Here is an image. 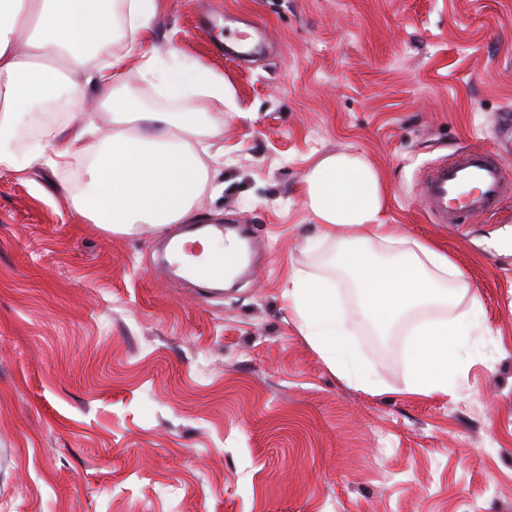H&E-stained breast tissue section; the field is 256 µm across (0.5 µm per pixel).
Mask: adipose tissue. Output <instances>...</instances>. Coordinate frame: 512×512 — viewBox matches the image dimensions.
I'll return each instance as SVG.
<instances>
[{"label": "adipose tissue", "instance_id": "adipose-tissue-1", "mask_svg": "<svg viewBox=\"0 0 512 512\" xmlns=\"http://www.w3.org/2000/svg\"><path fill=\"white\" fill-rule=\"evenodd\" d=\"M158 10V0H0V167L21 174L35 164L56 170L82 162L85 189L70 206L115 234H162L198 220L208 169L197 146L210 126L194 102L235 106L231 89L210 70L187 61L165 66L138 50ZM125 72L157 84L181 111L145 106L126 91ZM64 95L87 123L46 127L18 151L15 132ZM103 112L112 115L111 129L95 120ZM386 194L380 171L363 154L333 153L314 162L302 203L320 240L334 243L331 263L361 303L348 317L336 304L334 285L301 269L283 291L301 335L328 369L366 391L374 384L351 345L356 321L383 331L405 309L452 304L456 291L467 288L448 255L384 223ZM461 336L445 320H426L412 330L407 394L447 393Z\"/></svg>", "mask_w": 512, "mask_h": 512}]
</instances>
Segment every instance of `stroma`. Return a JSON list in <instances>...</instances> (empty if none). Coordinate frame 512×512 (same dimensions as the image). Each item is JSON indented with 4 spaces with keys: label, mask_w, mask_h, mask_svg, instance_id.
Listing matches in <instances>:
<instances>
[{
    "label": "stroma",
    "mask_w": 512,
    "mask_h": 512,
    "mask_svg": "<svg viewBox=\"0 0 512 512\" xmlns=\"http://www.w3.org/2000/svg\"><path fill=\"white\" fill-rule=\"evenodd\" d=\"M139 49L232 89L200 213L258 251L214 292L166 272V239L84 222L80 166L0 170V512H512V197L436 224L418 183L461 148L512 170V0H159ZM337 151L380 165L385 223L468 285L389 335L355 326L377 393L282 297L294 270L334 276L301 191ZM443 316L467 326L448 392L409 396L407 333Z\"/></svg>",
    "instance_id": "35a3bbf8"
}]
</instances>
